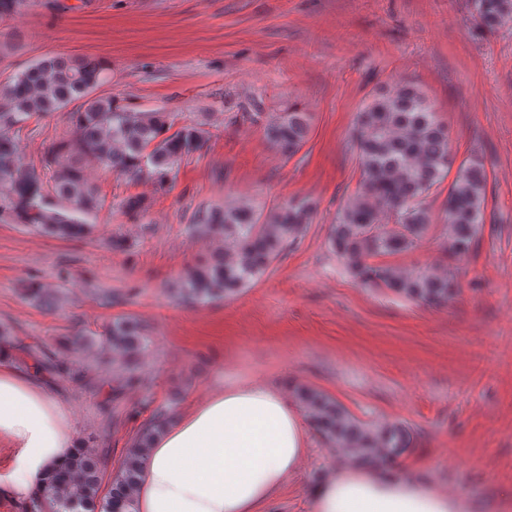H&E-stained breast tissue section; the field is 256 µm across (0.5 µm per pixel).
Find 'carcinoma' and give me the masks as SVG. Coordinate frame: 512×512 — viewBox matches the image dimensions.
Returning a JSON list of instances; mask_svg holds the SVG:
<instances>
[{
    "mask_svg": "<svg viewBox=\"0 0 512 512\" xmlns=\"http://www.w3.org/2000/svg\"><path fill=\"white\" fill-rule=\"evenodd\" d=\"M477 28L489 34L512 30V0H470ZM105 65L67 56L43 57L0 85V215L18 224L70 238L87 230L86 217L99 204L85 167L94 162L129 182L146 180L164 189L178 164L200 152L208 141L205 123L178 121L171 112H137L110 95H97ZM75 101L73 141L54 145L36 168L25 161L20 129L35 115L58 112ZM267 140L295 155L307 139V115L296 109L253 112ZM350 142L363 175L361 190L336 212L330 246L345 268L363 285L383 286L409 299L440 305L456 289L448 271H403L376 258L404 252L429 231L431 191L455 163L448 127L437 118L427 96L415 85L398 82L375 92L356 112ZM487 174L482 161L469 158L448 185L441 222L448 226L450 248L466 255L483 224ZM315 206L292 200L268 212L248 203L226 205L199 218L204 234L224 243L209 261L188 270L178 288L193 302L228 297L266 274L288 245L312 222ZM107 340L122 360L123 377L140 379L147 337L131 320L112 322ZM295 398L315 432L362 464L383 463L404 452L413 435L396 423L367 424L324 393L295 390ZM168 421L155 410L122 467L102 492V459L88 448L34 489L22 512H135L134 495L141 465L154 434Z\"/></svg>",
    "mask_w": 512,
    "mask_h": 512,
    "instance_id": "1",
    "label": "carcinoma"
}]
</instances>
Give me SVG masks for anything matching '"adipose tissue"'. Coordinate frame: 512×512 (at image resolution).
Returning <instances> with one entry per match:
<instances>
[{
	"label": "adipose tissue",
	"mask_w": 512,
	"mask_h": 512,
	"mask_svg": "<svg viewBox=\"0 0 512 512\" xmlns=\"http://www.w3.org/2000/svg\"><path fill=\"white\" fill-rule=\"evenodd\" d=\"M15 448L11 489L42 484L83 441L74 416L38 381L0 366V438ZM302 415L280 389L231 380L156 434L135 512H261L306 454ZM313 512H470L469 500L418 476L341 465L312 489Z\"/></svg>",
	"instance_id": "obj_1"
}]
</instances>
